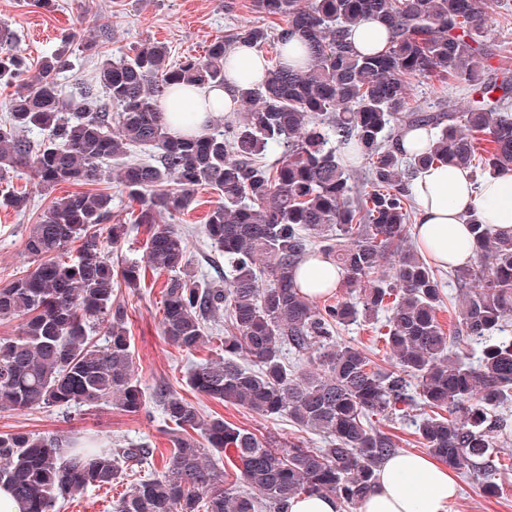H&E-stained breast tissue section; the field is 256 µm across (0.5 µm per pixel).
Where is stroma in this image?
Returning a JSON list of instances; mask_svg holds the SVG:
<instances>
[{"mask_svg":"<svg viewBox=\"0 0 512 512\" xmlns=\"http://www.w3.org/2000/svg\"><path fill=\"white\" fill-rule=\"evenodd\" d=\"M97 20L107 22L111 27L112 36L103 46L105 55L118 58L131 54L133 49L162 43L169 47L175 61L203 54L211 41L240 25L259 21L275 29L281 25L277 19H260L251 9V0H234L229 11L224 8V0H53L49 8L40 7L35 0H0V23L15 30V50L33 62L60 48L79 23L90 24ZM481 27L486 44L507 48L504 56L492 59V66L512 69V7L505 9L498 6L496 0H490ZM408 96L423 106L440 103L458 112L465 111L468 103L465 91L424 79L411 82ZM11 188L27 195L29 204L21 213L0 209V287L32 269V259L24 250L32 224L54 198L72 191L67 184L51 189L37 188L22 172L14 174ZM100 189L112 196L114 221L133 226L121 246L112 251L113 267H121L129 260L144 261L147 233L144 227L133 224L137 204L120 193L116 181L102 183ZM196 198L194 209L178 215L176 224L192 257L195 279L202 285H220L224 282V272L214 269L212 252L202 233L205 218L217 195L205 187L197 192ZM165 279V274L149 270L140 287H122L115 291L117 301L127 314L133 361L146 393H153L157 386L163 385L193 403L203 415L224 418L258 436L282 443L300 440L310 448L324 447L325 441L320 435L301 429L288 418H264L243 406L214 401L187 385L186 377L194 365L221 354L227 323L221 318L211 322L210 342L194 354L180 351L165 340L161 332ZM378 329L379 324L375 321L354 323L342 327L335 341L362 348L378 367L388 369L392 360ZM78 430L98 434L115 448L137 445L152 448L153 464L158 470L162 469L171 450L161 408L153 400L149 401L146 412L138 415L127 414L112 404L97 410L80 409L68 413L53 408L0 410V434L27 431L49 436L67 435ZM454 477L459 495L450 505L449 512H512V474L501 476V490L494 497L484 495L469 472L458 470ZM126 487V482L122 481L108 490L87 489L62 501L55 512H112L113 501Z\"/></svg>","mask_w":512,"mask_h":512,"instance_id":"obj_1","label":"stroma"}]
</instances>
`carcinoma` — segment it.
<instances>
[{
  "label": "carcinoma",
  "instance_id": "carcinoma-1",
  "mask_svg": "<svg viewBox=\"0 0 512 512\" xmlns=\"http://www.w3.org/2000/svg\"><path fill=\"white\" fill-rule=\"evenodd\" d=\"M485 7V0H252L260 16L285 21L277 33L238 27L176 65L161 43L107 57L75 98L62 95L58 76L72 49L101 54L107 25L73 31L31 76L13 49L15 32L0 24V85L13 89L0 124V183L20 170L39 188L83 187L44 211L25 240L35 266L0 288V320H22L17 336L0 338V410L66 411L110 398L126 413L147 408L127 315L113 299L121 286L138 287L144 271L136 261L114 271L111 250L127 227L112 223V195L90 190L115 169L120 192L139 204L135 223L148 225L146 263L168 273L163 336L192 352L205 343L209 321L224 313L230 322L224 355L194 368L187 385L265 418L286 417L326 441L324 448L273 444L221 417L204 418L164 388L155 400L172 425V452L160 472L150 469L153 450L144 446L0 434V486L22 512H52L58 499L110 488L138 469L144 476L112 512H288L290 500L314 492L353 510L398 449L370 417L417 404L433 410L417 423L429 453L470 472L484 494H498V440L512 402V235L470 225L474 260L448 270L460 291L450 335L437 319L438 269L406 247L420 170L447 163L477 182L512 172V78L483 65ZM370 19L386 22L392 39L381 51L359 52L348 35ZM294 37L306 63L276 61L261 84L240 93L250 104L241 118L200 134L171 132L161 108L168 92L224 86L226 51L237 42L262 51ZM420 78L469 87L466 111L412 105L407 89ZM406 127L433 130L430 149L398 152L395 129ZM36 130L47 137L33 142ZM137 149L149 159L132 158ZM347 151L371 174L356 205ZM201 186L219 197L202 231L224 257L222 288L195 284L185 239L175 224L158 223L187 210ZM27 204L20 194H0V207L22 212ZM317 253L344 270L334 303L320 304L297 283L298 265ZM387 254L395 260L385 269ZM381 312L391 370L354 345L334 344L339 328ZM102 318L109 331L98 344L92 333ZM472 343L480 347L475 361L465 349ZM286 350L309 367L286 362ZM214 452L231 455L245 488L209 463Z\"/></svg>",
  "mask_w": 512,
  "mask_h": 512
}]
</instances>
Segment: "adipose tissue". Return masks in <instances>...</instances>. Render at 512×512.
<instances>
[{
    "mask_svg": "<svg viewBox=\"0 0 512 512\" xmlns=\"http://www.w3.org/2000/svg\"><path fill=\"white\" fill-rule=\"evenodd\" d=\"M227 57L230 65L224 86H190L165 97L162 106L172 133L201 132L215 109L237 111L239 90L263 81L266 59L254 47L237 44ZM414 194L418 203L414 239L421 252L440 267L471 262L469 217L512 235V174L476 183L469 172L440 164L416 176ZM343 277L340 268L320 255L307 258L297 270L302 292L311 296L335 291ZM456 496V482L444 464L427 455L398 452L377 468L360 512H449Z\"/></svg>",
    "mask_w": 512,
    "mask_h": 512,
    "instance_id": "adipose-tissue-1",
    "label": "adipose tissue"
}]
</instances>
